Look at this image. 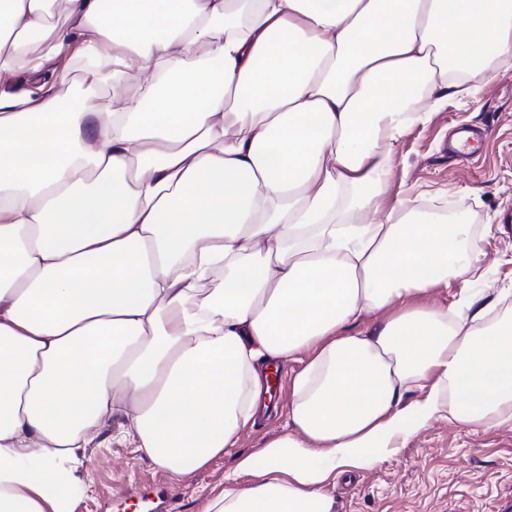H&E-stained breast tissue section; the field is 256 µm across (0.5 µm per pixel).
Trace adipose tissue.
<instances>
[{
    "label": "adipose tissue",
    "mask_w": 512,
    "mask_h": 512,
    "mask_svg": "<svg viewBox=\"0 0 512 512\" xmlns=\"http://www.w3.org/2000/svg\"><path fill=\"white\" fill-rule=\"evenodd\" d=\"M52 2L0 0V512H72L116 415L172 478L207 466L272 363L303 365L290 430L205 512H334L337 473L435 416L512 422V309L422 302L473 283L471 227L408 195L356 221L409 129L512 60V0H65L31 51ZM91 54L84 86L14 88Z\"/></svg>",
    "instance_id": "adipose-tissue-1"
}]
</instances>
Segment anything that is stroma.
I'll use <instances>...</instances> for the list:
<instances>
[{"label": "stroma", "instance_id": "stroma-1", "mask_svg": "<svg viewBox=\"0 0 512 512\" xmlns=\"http://www.w3.org/2000/svg\"><path fill=\"white\" fill-rule=\"evenodd\" d=\"M457 126L482 130L476 158L462 160L444 150L449 130ZM409 189L426 191L423 206L447 209L449 223L476 228L486 300L512 288V63H492L474 98L449 101L430 122L410 129L397 148L381 210L389 211L396 193ZM301 368L298 362L281 367L279 414L259 417L234 447L178 482L115 441L118 423L109 421L102 430L106 446L86 453V479L73 512H164L162 502L169 498L178 512H202L210 490L240 455L284 432ZM326 491L335 512H512V423L474 429L435 417L395 454L373 468L338 475Z\"/></svg>", "mask_w": 512, "mask_h": 512}]
</instances>
